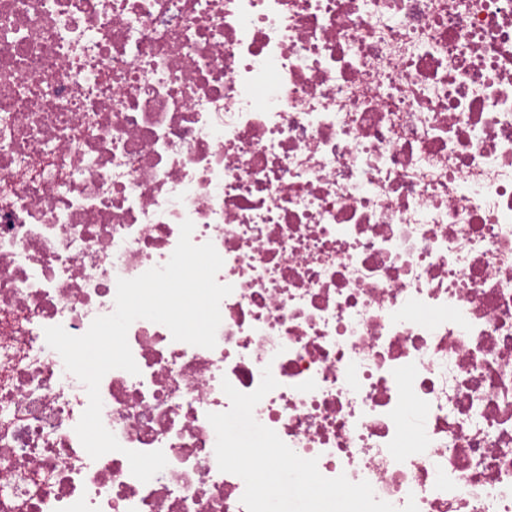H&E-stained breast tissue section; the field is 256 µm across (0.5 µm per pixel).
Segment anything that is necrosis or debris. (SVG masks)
<instances>
[{"label": "necrosis or debris", "instance_id": "necrosis-or-debris-1", "mask_svg": "<svg viewBox=\"0 0 512 512\" xmlns=\"http://www.w3.org/2000/svg\"><path fill=\"white\" fill-rule=\"evenodd\" d=\"M224 260L216 345L84 334L180 225ZM399 512H512V0H0V512H246L222 381ZM163 451L141 482L126 450Z\"/></svg>", "mask_w": 512, "mask_h": 512}]
</instances>
